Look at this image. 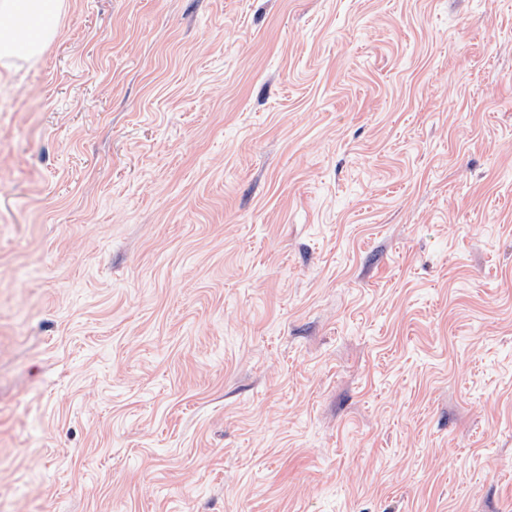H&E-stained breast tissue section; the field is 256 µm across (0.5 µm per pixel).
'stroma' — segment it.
<instances>
[{
    "instance_id": "obj_1",
    "label": "stroma",
    "mask_w": 512,
    "mask_h": 512,
    "mask_svg": "<svg viewBox=\"0 0 512 512\" xmlns=\"http://www.w3.org/2000/svg\"><path fill=\"white\" fill-rule=\"evenodd\" d=\"M0 512H512V0H70L0 68Z\"/></svg>"
}]
</instances>
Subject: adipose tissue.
<instances>
[{
    "mask_svg": "<svg viewBox=\"0 0 512 512\" xmlns=\"http://www.w3.org/2000/svg\"><path fill=\"white\" fill-rule=\"evenodd\" d=\"M70 0H0V66L41 57L62 33Z\"/></svg>",
    "mask_w": 512,
    "mask_h": 512,
    "instance_id": "1",
    "label": "adipose tissue"
}]
</instances>
